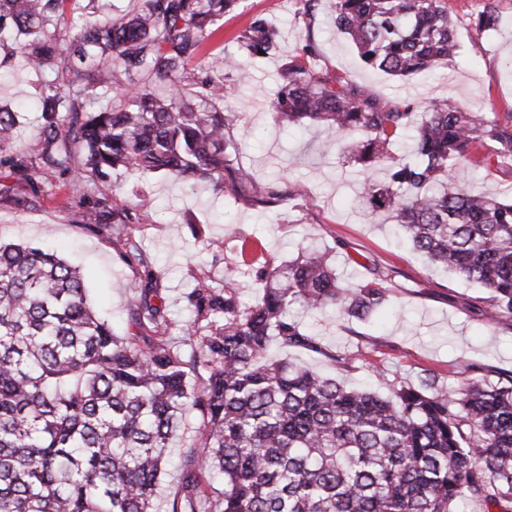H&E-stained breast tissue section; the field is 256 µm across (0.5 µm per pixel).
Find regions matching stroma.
Returning a JSON list of instances; mask_svg holds the SVG:
<instances>
[{
    "label": "stroma",
    "mask_w": 512,
    "mask_h": 512,
    "mask_svg": "<svg viewBox=\"0 0 512 512\" xmlns=\"http://www.w3.org/2000/svg\"><path fill=\"white\" fill-rule=\"evenodd\" d=\"M333 3L322 0L319 14L310 19L299 13L298 0H239L202 45L206 56L239 55L240 36L253 20L266 19L278 31L275 50L251 59L247 84H239L231 72L224 77L226 132L239 146L235 164L255 175L239 198L225 196L210 180L188 186L158 173L134 174L123 181L120 196L130 204L141 196L154 198L150 218L126 225L120 235L101 233L78 222L79 213L99 197L101 182L91 176L76 187L70 175L46 167L32 184L7 178L10 190L0 193V242L46 247L81 267L92 303L121 337L138 335L131 308L148 280H155L178 338L186 336L192 322L189 297L199 283L222 287L226 270L234 269L242 300L251 301L256 281L244 264V252L261 251L279 266L313 244L328 253L342 281L381 278L404 307H389L362 321L332 310L305 314L302 321L316 334L321 352L274 346L270 356L384 396L392 386L416 382L427 372L446 388L476 376L511 374L512 318L488 319L483 288L437 270L399 242L390 217L372 214L360 201L364 176L385 180L386 166L362 173L339 145L326 140L318 124L276 123L271 104L281 65L311 38L321 48L316 68L345 76L368 95L425 103L449 94L465 107L506 116L512 112V0H448V12L457 22L459 59L407 79L364 65L354 44L329 27ZM489 3L503 21L497 32L474 39L469 20ZM138 4L71 0L57 34L68 38L74 17L116 18ZM5 56L11 62L0 67V104L18 114L11 153L33 159L39 153L37 104L51 92L58 66L32 70L11 43L0 46V58ZM273 184L285 199L263 204ZM128 237L138 245L139 256L126 255ZM334 354H356L364 363L339 374L330 361ZM199 426L198 419H188L172 441L157 512H170L180 484L181 451L195 442Z\"/></svg>",
    "instance_id": "35a3bbf8"
}]
</instances>
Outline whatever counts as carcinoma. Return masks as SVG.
Masks as SVG:
<instances>
[{"instance_id": "obj_1", "label": "carcinoma", "mask_w": 512, "mask_h": 512, "mask_svg": "<svg viewBox=\"0 0 512 512\" xmlns=\"http://www.w3.org/2000/svg\"><path fill=\"white\" fill-rule=\"evenodd\" d=\"M67 0H0V35H14L26 65L57 60L72 73L64 91L41 99L35 131L40 163L9 159L16 179L36 181L40 165L80 183L88 174L157 173L183 183L209 179L241 195L252 174L228 152L224 78L248 80L240 58L201 55L202 43L239 0H140L131 15L72 24L53 34ZM362 62L409 77L458 55L447 0H335L331 18ZM485 6L473 33L495 31ZM276 28L257 19L241 35L250 56L268 54ZM321 55L307 39L288 59L273 101L284 124L307 120L346 143L365 169L362 198L388 214L432 263L487 292L491 317H512V200L474 193L454 180L462 166L512 174V113L489 118L453 97L413 106L365 96L341 75L309 67ZM120 86L118 105L97 108ZM17 113L0 108V153ZM409 133L413 159L389 153ZM133 208L95 202L82 221L98 230L133 224ZM264 285L240 300L224 287L192 293L197 324L190 350L172 342L165 305L148 285L135 324L155 333L142 346L120 338L88 301L82 274L38 247L0 244V512H155L169 441L194 415L202 430L184 451L172 512H454L460 499L486 512H512V375L471 378L454 390L430 375L389 395L347 388L312 369L267 358L282 349L321 352L291 316L300 304L362 319L382 307L374 279L342 284L327 255L310 251L286 266L256 257ZM223 476L220 495L209 478Z\"/></svg>"}]
</instances>
